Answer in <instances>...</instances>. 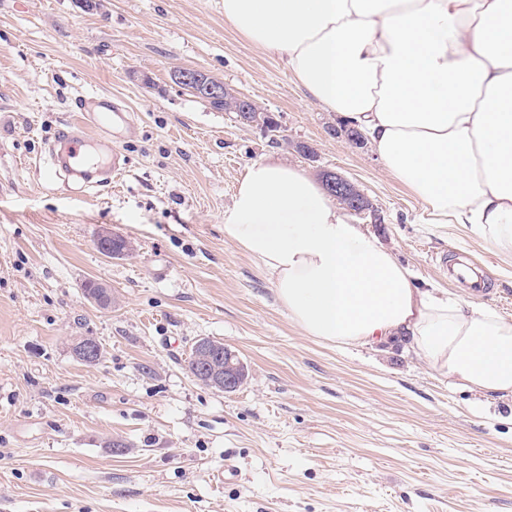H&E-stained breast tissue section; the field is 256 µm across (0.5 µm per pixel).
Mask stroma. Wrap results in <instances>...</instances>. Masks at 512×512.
Here are the masks:
<instances>
[{"instance_id": "35a3bbf8", "label": "stroma", "mask_w": 512, "mask_h": 512, "mask_svg": "<svg viewBox=\"0 0 512 512\" xmlns=\"http://www.w3.org/2000/svg\"><path fill=\"white\" fill-rule=\"evenodd\" d=\"M180 69L273 113L284 143L180 88ZM87 94L132 117L123 174L99 192L47 166ZM344 129L225 23L221 0H100L91 12L0 0V512H512V397L470 391L402 347L302 334L224 235L252 162L333 172L372 204L351 220L418 283L465 298L446 261L475 257L489 275L478 303L512 320V261L427 224ZM106 233L133 252L102 253ZM90 281L111 307L86 297ZM84 337L99 362L74 355ZM203 337L247 364L236 391L187 372Z\"/></svg>"}]
</instances>
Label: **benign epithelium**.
I'll return each mask as SVG.
<instances>
[{
	"label": "benign epithelium",
	"mask_w": 512,
	"mask_h": 512,
	"mask_svg": "<svg viewBox=\"0 0 512 512\" xmlns=\"http://www.w3.org/2000/svg\"><path fill=\"white\" fill-rule=\"evenodd\" d=\"M175 81L202 98H220L228 111L259 112L261 108L252 99L229 88L224 81L194 69H180L173 73ZM330 194L346 202L353 211L361 202L354 185L339 175L329 176ZM196 379L216 386L226 392L237 390L247 378V368L235 352L224 343L211 338H201L197 343Z\"/></svg>",
	"instance_id": "benign-epithelium-1"
}]
</instances>
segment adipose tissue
<instances>
[{"label":"adipose tissue","mask_w":512,"mask_h":512,"mask_svg":"<svg viewBox=\"0 0 512 512\" xmlns=\"http://www.w3.org/2000/svg\"><path fill=\"white\" fill-rule=\"evenodd\" d=\"M307 97L370 139L431 223L512 258V0H223ZM224 234L289 320L339 348L393 342L470 390L512 396V321L418 284L303 170L246 167Z\"/></svg>","instance_id":"ef3b65f1"}]
</instances>
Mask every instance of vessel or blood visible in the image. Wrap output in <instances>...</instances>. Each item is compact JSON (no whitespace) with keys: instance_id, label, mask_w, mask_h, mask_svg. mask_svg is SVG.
<instances>
[{"instance_id":"vessel-or-blood-1","label":"vessel or blood","mask_w":512,"mask_h":512,"mask_svg":"<svg viewBox=\"0 0 512 512\" xmlns=\"http://www.w3.org/2000/svg\"><path fill=\"white\" fill-rule=\"evenodd\" d=\"M74 109L79 117L65 126L50 147L51 161L57 169L81 176L85 188L111 187L123 170L112 146V131L128 123L129 115L105 95L76 99ZM448 273L472 293L487 289L481 269L466 258L456 259Z\"/></svg>"}]
</instances>
